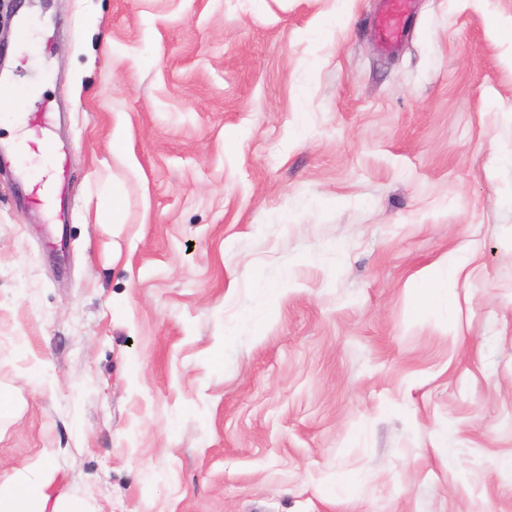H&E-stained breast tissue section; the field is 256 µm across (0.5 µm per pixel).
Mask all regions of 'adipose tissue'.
I'll list each match as a JSON object with an SVG mask.
<instances>
[{
  "label": "adipose tissue",
  "mask_w": 512,
  "mask_h": 512,
  "mask_svg": "<svg viewBox=\"0 0 512 512\" xmlns=\"http://www.w3.org/2000/svg\"><path fill=\"white\" fill-rule=\"evenodd\" d=\"M468 262L467 253H460L449 266L446 277L428 273L416 289V302L429 306L450 295L457 284L459 270ZM54 479L51 466H22L0 482V512H48L51 497L48 488Z\"/></svg>",
  "instance_id": "obj_1"
}]
</instances>
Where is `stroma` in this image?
Instances as JSON below:
<instances>
[{
    "mask_svg": "<svg viewBox=\"0 0 512 512\" xmlns=\"http://www.w3.org/2000/svg\"><path fill=\"white\" fill-rule=\"evenodd\" d=\"M26 0L0 476L87 512H512V0ZM122 131L124 155L112 153ZM124 221L102 224L112 185ZM471 259L450 310L413 289ZM411 0H381L377 17L379 32L384 39L397 42L404 33L402 20L408 16V5Z\"/></svg>",
    "mask_w": 512,
    "mask_h": 512,
    "instance_id": "1",
    "label": "stroma"
}]
</instances>
